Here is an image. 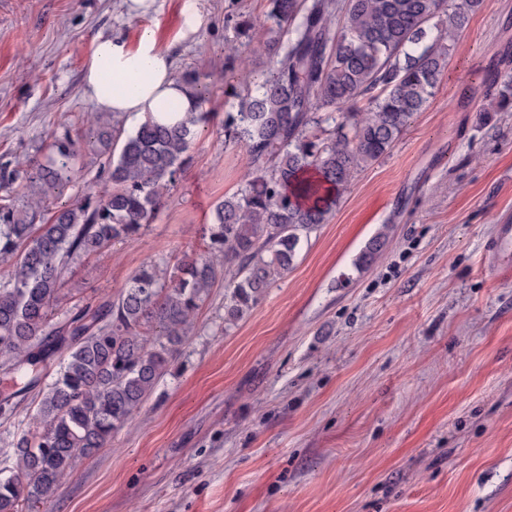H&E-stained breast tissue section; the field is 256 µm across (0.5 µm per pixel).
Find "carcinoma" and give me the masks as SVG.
Here are the masks:
<instances>
[{
  "instance_id": "carcinoma-1",
  "label": "carcinoma",
  "mask_w": 512,
  "mask_h": 512,
  "mask_svg": "<svg viewBox=\"0 0 512 512\" xmlns=\"http://www.w3.org/2000/svg\"><path fill=\"white\" fill-rule=\"evenodd\" d=\"M481 0H268L277 34L269 65L224 113V147L244 148L240 188L214 209L207 251L142 265L116 299L56 312L64 276L82 257L133 244L187 164L210 113L130 132L97 121L111 188L37 216L75 173L76 141L54 137L44 164L0 166V425L38 399L32 425L0 470V512H40L77 459L110 445L167 371L223 279L224 325L248 316L288 275L303 239L327 223L357 173L378 161L428 104L458 33ZM40 185L26 210L8 190ZM383 234L356 265L374 262ZM234 271L231 279L225 272Z\"/></svg>"
}]
</instances>
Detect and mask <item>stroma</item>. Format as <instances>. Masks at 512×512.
<instances>
[{
	"label": "stroma",
	"instance_id": "35a3bbf8",
	"mask_svg": "<svg viewBox=\"0 0 512 512\" xmlns=\"http://www.w3.org/2000/svg\"><path fill=\"white\" fill-rule=\"evenodd\" d=\"M0 0V163L79 144L52 205L109 184L82 94L98 37L157 26L174 75L205 87L211 121L138 243L81 258L61 308L115 298L146 261L203 252L215 204L242 176L221 149L238 84L224 63L266 69L272 35L238 22L266 0ZM512 0H482L422 112L360 171L293 269L224 324L216 285L168 371L112 445L82 459L48 512H512V279L491 248L512 218ZM387 230L379 258L357 269Z\"/></svg>",
	"mask_w": 512,
	"mask_h": 512
}]
</instances>
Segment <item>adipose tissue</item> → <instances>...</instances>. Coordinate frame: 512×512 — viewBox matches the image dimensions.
Returning <instances> with one entry per match:
<instances>
[{"instance_id":"1","label":"adipose tissue","mask_w":512,"mask_h":512,"mask_svg":"<svg viewBox=\"0 0 512 512\" xmlns=\"http://www.w3.org/2000/svg\"><path fill=\"white\" fill-rule=\"evenodd\" d=\"M83 91L98 111L137 121L150 116L171 125L200 109L191 88L175 77L173 55L151 26L141 29L133 45L120 37L99 39L84 68ZM167 100L177 102L178 110H161Z\"/></svg>"}]
</instances>
